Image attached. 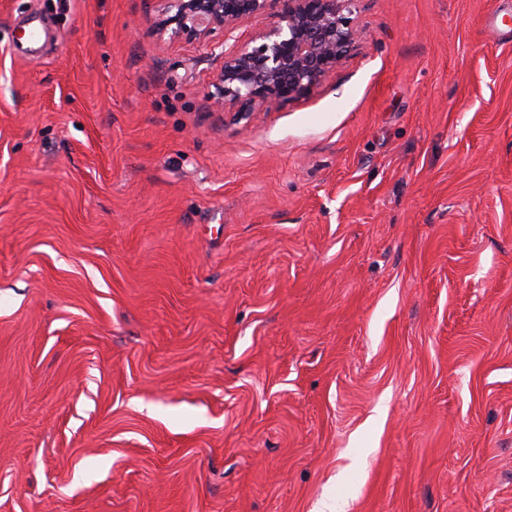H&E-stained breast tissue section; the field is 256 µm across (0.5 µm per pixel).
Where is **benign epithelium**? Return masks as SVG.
<instances>
[{"instance_id":"7a95c632","label":"benign epithelium","mask_w":512,"mask_h":512,"mask_svg":"<svg viewBox=\"0 0 512 512\" xmlns=\"http://www.w3.org/2000/svg\"><path fill=\"white\" fill-rule=\"evenodd\" d=\"M158 31L171 40L231 34L269 10L276 21L250 44L222 51L208 94L240 117L309 96L344 61L363 31L359 0H158Z\"/></svg>"}]
</instances>
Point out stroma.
Returning <instances> with one entry per match:
<instances>
[{
	"label": "stroma",
	"mask_w": 512,
	"mask_h": 512,
	"mask_svg": "<svg viewBox=\"0 0 512 512\" xmlns=\"http://www.w3.org/2000/svg\"><path fill=\"white\" fill-rule=\"evenodd\" d=\"M157 18L0 0V512H512V0H360L237 124L273 16ZM158 31L170 40L231 34L244 20L273 11L276 21L250 44L221 50L208 94L240 117L309 96L344 61L363 31L359 0H157ZM213 89V90H212Z\"/></svg>",
	"instance_id": "obj_1"
}]
</instances>
